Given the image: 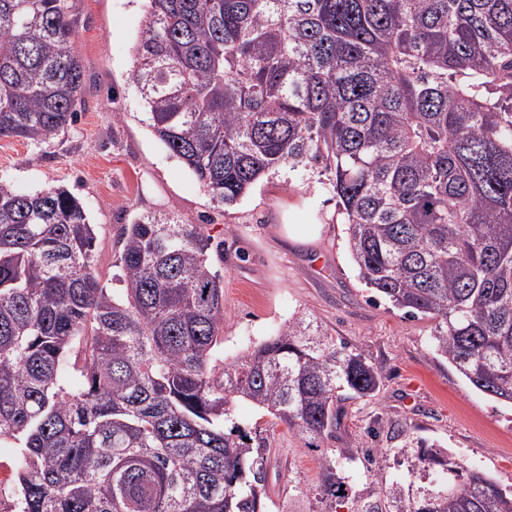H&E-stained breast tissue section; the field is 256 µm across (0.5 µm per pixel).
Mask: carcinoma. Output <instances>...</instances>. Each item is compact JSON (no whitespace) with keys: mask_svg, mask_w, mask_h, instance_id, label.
<instances>
[{"mask_svg":"<svg viewBox=\"0 0 512 512\" xmlns=\"http://www.w3.org/2000/svg\"><path fill=\"white\" fill-rule=\"evenodd\" d=\"M68 0H0V139L44 142L84 81ZM132 80L153 135L230 207L286 169L336 198L365 284L435 321L440 356L512 405V0H145ZM63 187L0 182V447L22 512H268L247 401L332 438L374 366L300 313L224 361V286L199 225L123 226L117 297ZM355 448L325 454L341 498ZM396 512H512L475 467Z\"/></svg>","mask_w":512,"mask_h":512,"instance_id":"carcinoma-1","label":"carcinoma"}]
</instances>
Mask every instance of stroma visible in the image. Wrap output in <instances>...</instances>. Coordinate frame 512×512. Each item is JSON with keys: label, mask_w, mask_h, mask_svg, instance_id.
Returning a JSON list of instances; mask_svg holds the SVG:
<instances>
[{"label": "stroma", "mask_w": 512, "mask_h": 512, "mask_svg": "<svg viewBox=\"0 0 512 512\" xmlns=\"http://www.w3.org/2000/svg\"><path fill=\"white\" fill-rule=\"evenodd\" d=\"M74 47L84 68L78 117L43 143L0 140V181L22 193L63 187L81 198L96 224V268L113 291L122 225L146 212H170L203 227L224 253L212 257L224 277V357L278 334L297 312L362 353L381 380L374 396L345 397L335 437L304 444L297 432L270 427L246 401L236 421L267 436L269 512H356L365 499L400 486L404 500L467 463L512 487V408L474 389L433 348V320L413 317L368 288L352 262L331 192L287 173L258 183L230 209L215 206L194 175L141 121L132 91V46L143 0H70ZM121 120H113V113ZM440 452L422 468L420 448ZM329 448H359L369 459L348 472L339 502L303 496L320 480Z\"/></svg>", "instance_id": "stroma-1"}]
</instances>
